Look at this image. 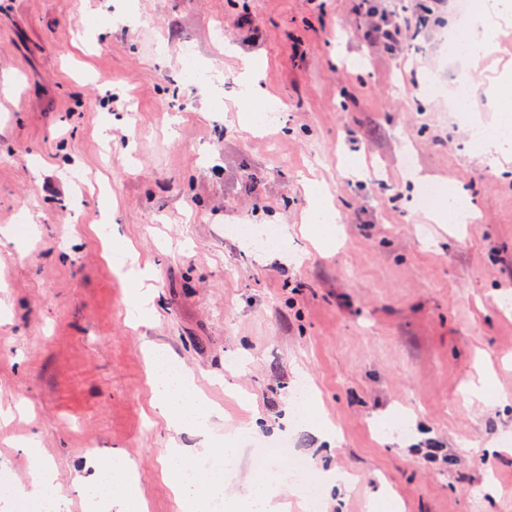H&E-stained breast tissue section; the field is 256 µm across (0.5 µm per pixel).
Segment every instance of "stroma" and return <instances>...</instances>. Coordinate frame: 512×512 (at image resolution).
<instances>
[{"label":"stroma","mask_w":512,"mask_h":512,"mask_svg":"<svg viewBox=\"0 0 512 512\" xmlns=\"http://www.w3.org/2000/svg\"><path fill=\"white\" fill-rule=\"evenodd\" d=\"M465 11L448 0L389 51L352 36L351 0H0V475L30 486L35 445L60 512H89L90 461L119 455L146 512H183L165 452L209 462L219 433L223 495L260 477L256 444L284 442L288 512H305L296 457L319 512H512V161L473 132L506 118L491 88L512 20L474 68L440 43L467 36ZM189 48L220 85L182 79ZM251 61L284 113L245 131ZM454 196L469 222L439 221ZM153 346L220 410L207 428L154 413ZM234 232L242 238L256 241L258 244L271 248L280 247L282 245V241L274 226H268L259 231L251 224H238L234 228Z\"/></svg>","instance_id":"stroma-1"}]
</instances>
